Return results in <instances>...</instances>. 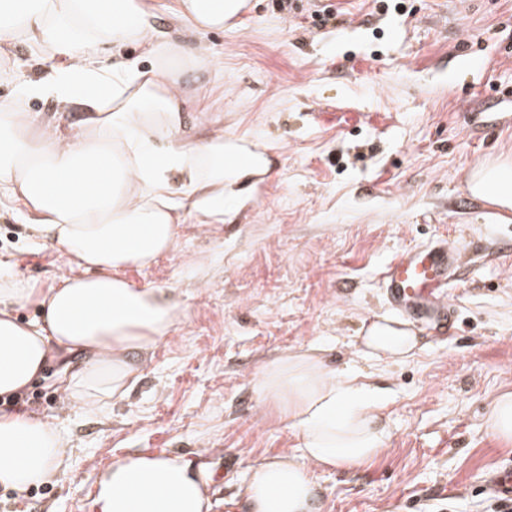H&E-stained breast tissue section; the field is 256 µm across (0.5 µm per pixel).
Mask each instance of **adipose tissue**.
<instances>
[{
  "label": "adipose tissue",
  "mask_w": 512,
  "mask_h": 512,
  "mask_svg": "<svg viewBox=\"0 0 512 512\" xmlns=\"http://www.w3.org/2000/svg\"><path fill=\"white\" fill-rule=\"evenodd\" d=\"M246 0H177L194 30L223 29ZM49 53L43 82L19 98L56 99L75 112L79 132L42 123L19 99L0 100V186L31 229L79 266L81 277L38 285L0 276V398L29 388L49 363L81 354L84 368L63 377L66 401L103 410L122 400L147 356L176 329L183 311L169 289L137 286L125 269L147 268L171 253L181 224L209 232L250 195L251 178L270 161L251 142L225 135L222 117L184 131L194 92L185 70L203 65L158 30L144 0H0V46ZM128 43L145 46L149 67L123 59ZM464 188L512 210V158L477 165ZM37 306L25 323L18 309ZM418 346L409 323L385 317L364 328L361 351L405 361ZM259 399L298 438L300 452L255 462L247 512H322L315 470L359 469L377 461L388 430L386 393L359 375H333L312 350L267 363ZM67 439L47 421L0 408V485L22 494L60 481L71 460ZM98 512H213L210 482L182 455L140 453L114 461L96 479Z\"/></svg>",
  "instance_id": "1"
}]
</instances>
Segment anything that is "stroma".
I'll list each match as a JSON object with an SVG mask.
<instances>
[{"label": "stroma", "instance_id": "1", "mask_svg": "<svg viewBox=\"0 0 512 512\" xmlns=\"http://www.w3.org/2000/svg\"><path fill=\"white\" fill-rule=\"evenodd\" d=\"M147 2L159 29L206 58L183 80L200 93L188 124L223 113L225 134L264 145L274 166L219 229L182 225L174 253L126 270L171 289L185 320L108 409L35 385L33 413L74 454L60 482L0 487V512H95L99 473L146 451L186 455L211 479L215 512H244L252 462L299 448L256 377L299 349L390 394L381 458L316 471L323 512H486L483 484L512 462V445L484 426L492 400L512 392V211L468 198L463 178L512 153V100H492L512 86V0H404L400 12L337 0L324 25L315 0H250L237 30L206 33L173 27L176 0ZM45 75L14 45L0 58V99ZM443 239L461 253L457 335L419 332L404 363L360 354L362 328L396 315L382 267ZM0 271L47 285L78 269L5 198Z\"/></svg>", "mask_w": 512, "mask_h": 512}]
</instances>
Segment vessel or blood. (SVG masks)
<instances>
[{"label": "vessel or blood", "mask_w": 512, "mask_h": 512, "mask_svg": "<svg viewBox=\"0 0 512 512\" xmlns=\"http://www.w3.org/2000/svg\"><path fill=\"white\" fill-rule=\"evenodd\" d=\"M460 263L453 246L436 241L396 254L384 266L380 281L394 309L443 336L457 327V311L448 292Z\"/></svg>", "instance_id": "obj_1"}]
</instances>
